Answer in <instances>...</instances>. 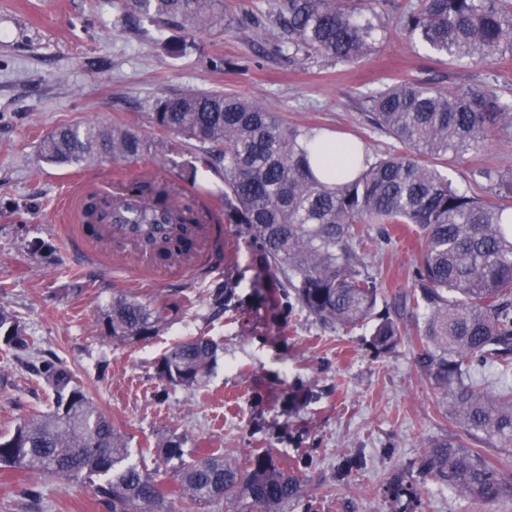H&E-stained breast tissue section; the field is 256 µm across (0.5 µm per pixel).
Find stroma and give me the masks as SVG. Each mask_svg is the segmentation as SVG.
<instances>
[{
	"mask_svg": "<svg viewBox=\"0 0 512 512\" xmlns=\"http://www.w3.org/2000/svg\"><path fill=\"white\" fill-rule=\"evenodd\" d=\"M267 8L266 0H224L238 27L201 34L195 49L175 57L163 44L180 29L131 16L121 0H0V306L17 312L34 339L20 357L0 343V433L52 410L53 392L37 374L41 355L52 352L148 471L160 464L158 444L177 437L189 459L206 448L238 457L270 449L315 498L317 512H512L511 498L479 503L431 483L405 510L386 497L391 475L417 473L425 446L452 429L447 398L419 365L415 315H402L400 343L379 353L371 325L349 331L289 309L280 275L246 225L224 212L223 165H201L196 142L152 121L160 98L232 94L380 155L400 145L369 124L367 95L396 81L428 79L442 89L488 82L512 103V56L442 63L392 27L370 56L347 66L288 60L277 53L272 28L241 23L246 12ZM69 124L137 129L151 144L144 165L180 188L195 173L216 226L208 275L155 285L132 277L133 257L96 269L66 251L59 205L72 177L122 169L109 158L75 167L44 162V140ZM122 170L137 175L136 166ZM480 170L512 175V126L448 162L449 178L463 190ZM362 230L359 251L382 282L383 300L395 302L412 285L419 242L403 225ZM227 288L234 292L228 307L216 300ZM120 295L168 304L163 331L112 339L103 313ZM200 334L218 346L209 373L191 389L162 381L157 364L166 350ZM21 483L36 484L40 499L21 497ZM0 512L104 510L86 487L2 470Z\"/></svg>",
	"mask_w": 512,
	"mask_h": 512,
	"instance_id": "stroma-1",
	"label": "stroma"
}]
</instances>
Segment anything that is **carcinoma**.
<instances>
[{
  "mask_svg": "<svg viewBox=\"0 0 512 512\" xmlns=\"http://www.w3.org/2000/svg\"><path fill=\"white\" fill-rule=\"evenodd\" d=\"M391 0H272L264 14L278 51L293 59L320 58L352 64L371 54L390 26ZM126 9L152 23L180 22L184 35L164 44L181 56L196 35L223 25L224 0H124ZM397 26L411 44L438 57L492 63L512 54V0H408ZM372 127L408 152L370 159L354 140L309 145L320 129L288 124L260 104L222 94H180L161 99L153 123L200 143L203 164L224 162V211L247 226L267 262L283 274L296 304L317 320L353 329L375 317L382 283L348 243L360 224H411L423 240L412 285L398 308L421 315L417 340L421 365L448 396L449 418L458 432L424 451L419 474L474 501L512 497L504 480L512 461L490 460L464 439L495 448L512 447V388L489 390L474 373L486 364L512 374V177L479 173L484 182L467 193L438 169L480 147L488 132L512 124L495 88L439 89L426 80L388 85L366 100ZM147 140L127 127L69 125L42 145L54 164L79 165L99 156L137 163ZM112 220L145 224L147 236L164 224H200L206 215L183 203L169 183L144 177L125 186L122 210ZM185 232L166 241L160 260L191 249ZM167 305L136 297L112 300L107 330L119 341L147 340L167 323ZM401 339L398 320L380 316L372 331L377 351ZM0 340L15 352L29 349L21 319L0 308ZM216 344L197 336L174 344L159 360L160 378L193 387L211 367ZM41 374L54 391V410L20 422L0 435V468L72 484L89 483L108 512H181L237 504L239 512H283L290 501L314 512L300 480L267 452L246 463L221 451L184 459L178 440L156 449L175 486L131 460L128 441L86 395L62 363L42 361ZM387 494L411 503L409 476L389 481Z\"/></svg>",
  "mask_w": 512,
  "mask_h": 512,
  "instance_id": "cac0c4a2",
  "label": "carcinoma"
}]
</instances>
